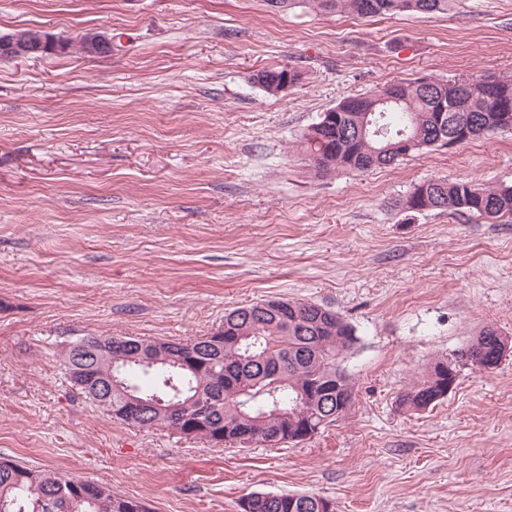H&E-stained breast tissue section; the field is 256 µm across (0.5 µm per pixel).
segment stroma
Listing matches in <instances>:
<instances>
[{
  "label": "stroma",
  "instance_id": "obj_1",
  "mask_svg": "<svg viewBox=\"0 0 512 512\" xmlns=\"http://www.w3.org/2000/svg\"><path fill=\"white\" fill-rule=\"evenodd\" d=\"M111 36L112 53L0 59V457L80 476L151 512H241L252 493L336 512H512V353L460 365L484 329L512 337V216L400 202L430 179L512 186V129L367 172L319 174L299 141L376 87L512 78V0L361 18L266 0H0V36ZM302 81L276 95L258 71ZM337 312L357 342L341 419L248 448L137 428L75 390L86 336L187 342L268 299ZM287 71L291 86L298 84L302 78V73L298 71L295 67H291L288 65L280 66L274 69L262 70L256 74L254 79L267 93L275 95L281 92L280 81L282 76H284L287 73ZM270 75L279 77V81H270ZM469 346V345H468ZM467 346V347H468ZM466 347V348H467ZM462 349L458 351L456 354V357L453 360H445V361H438V363H446V365L449 363H453L454 367H457V363L460 361H464V357L466 355L465 349ZM447 372L446 370H442V368L439 366L437 370V374H432L428 378L427 386L432 387L428 393H426L429 388L425 389L424 385L426 384L427 380L424 381V383L415 389L411 390L410 392L404 394L401 396L402 404L407 405L409 407L417 408L421 405V402L426 399V401L432 402L437 399L440 400V398L444 397L445 395H448L454 388L457 382V377L455 372L452 371V365L448 364V380L441 381V378H446ZM426 393V398L424 397ZM439 400L435 401L433 404L438 402Z\"/></svg>",
  "mask_w": 512,
  "mask_h": 512
}]
</instances>
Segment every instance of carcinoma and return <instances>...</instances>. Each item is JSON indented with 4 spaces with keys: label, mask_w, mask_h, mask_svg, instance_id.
<instances>
[{
    "label": "carcinoma",
    "mask_w": 512,
    "mask_h": 512,
    "mask_svg": "<svg viewBox=\"0 0 512 512\" xmlns=\"http://www.w3.org/2000/svg\"><path fill=\"white\" fill-rule=\"evenodd\" d=\"M310 2L325 12L362 17L448 11L449 0H267L286 10ZM288 76L296 85L302 73L285 65L262 70L255 81L269 94ZM336 123L324 133L313 122L300 144L319 171L360 172L391 165L404 157L394 148L399 133L413 138L409 152L444 146L448 131L465 123L464 141L512 126V79L419 78L397 82L339 101ZM378 121L387 136L361 135L365 123ZM411 212L454 210L491 219L512 215V187L490 189L470 181L431 179L402 201ZM299 317L259 304L224 315V326L189 342L132 336H89L94 352L85 359L64 355L72 385L129 425H163L186 437L240 447L276 445L294 439L292 425L328 426L338 420L336 405L352 398L342 367L357 341L353 328L336 312L304 303ZM122 368L109 385L112 366ZM310 388L302 396L298 389ZM0 502L8 512H147L139 501L102 491L79 477L22 466L0 458ZM328 499L313 494L254 493L242 512H327Z\"/></svg>",
    "instance_id": "1"
}]
</instances>
